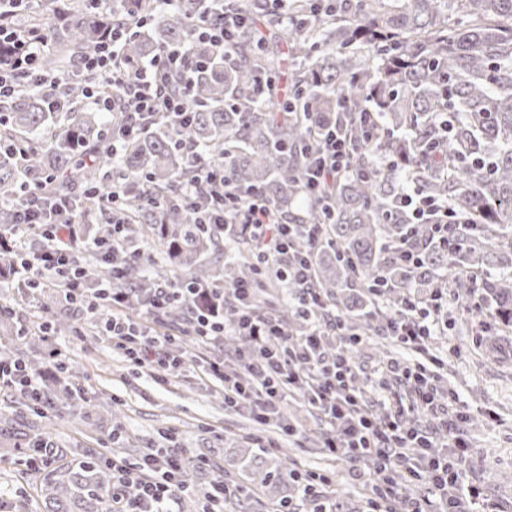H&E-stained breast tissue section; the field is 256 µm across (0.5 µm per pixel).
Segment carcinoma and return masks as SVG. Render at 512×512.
Here are the masks:
<instances>
[{
    "label": "carcinoma",
    "mask_w": 512,
    "mask_h": 512,
    "mask_svg": "<svg viewBox=\"0 0 512 512\" xmlns=\"http://www.w3.org/2000/svg\"><path fill=\"white\" fill-rule=\"evenodd\" d=\"M288 0L295 25L282 28L267 0H224V10L244 11L253 20L252 35L239 42L235 61L189 40L184 14L159 15L154 0H127L121 12H106L96 0L65 4L50 19L34 16L29 26L56 45L42 58L49 74L76 58L93 54L112 24L140 15L149 26L135 29L123 47L131 65L161 48L184 45L202 63L192 72L190 123L179 126L157 116L146 131L122 140L117 163L107 152L106 130L94 112L75 104L81 88L61 85L40 95L22 90L0 113V278L22 283L24 292L39 287L19 277L25 251L13 235H34L14 224L12 203L24 183L79 198L83 210L98 207V194L112 183L121 186L120 212L126 235L159 249L160 262L146 267L141 258L102 257L93 247L78 251V266L88 285H112L120 273L127 309L136 313L152 299L162 278H181L190 288H229L240 281L259 282L252 306L282 323H307L299 308L301 292L277 266L264 280L246 234L233 231V254L211 258L224 242V227L202 224L215 204L205 195L189 202L180 183L193 170L186 149L204 148L224 169V178L243 191H255L290 224H316L317 242L297 231L292 247L310 255L311 287L326 310L349 320L351 331L367 332L355 319L366 308L373 314L402 307L408 291L426 299L447 288L455 300L472 297L471 277L497 268L486 280L480 304L500 324L512 326V0ZM294 63L284 94L275 86L255 102L261 79H272L285 63ZM63 109L47 111L46 97ZM249 108L241 112L234 105ZM374 112L377 124L360 121ZM334 131L353 147L349 176L321 204L309 203L303 182L311 156L324 134ZM411 184L425 197L448 203V240L432 235L428 224L407 223L400 194ZM419 244L411 267L398 262L395 249L408 237ZM288 285L289 299L267 289ZM382 288L380 302L370 287ZM189 306L170 305L161 315L170 327L189 321ZM55 332L71 327L68 318L40 313ZM86 399L83 389L44 388L38 405L54 404L74 427L89 425V414L73 409ZM0 438L12 454L29 463L36 493L35 512H112V468L102 455L73 449L49 464L31 463L45 443L44 426L13 432L12 418L0 416ZM265 500L266 512H288V488L300 484L297 473L258 459L253 449L233 461ZM229 471L217 463L205 473L186 457L182 480L191 490L209 476V486L225 484ZM313 512H349L350 502L336 494L312 500Z\"/></svg>",
    "instance_id": "obj_1"
}]
</instances>
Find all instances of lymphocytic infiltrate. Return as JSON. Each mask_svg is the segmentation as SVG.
Wrapping results in <instances>:
<instances>
[{
  "instance_id": "f902f5d3",
  "label": "lymphocytic infiltrate",
  "mask_w": 512,
  "mask_h": 512,
  "mask_svg": "<svg viewBox=\"0 0 512 512\" xmlns=\"http://www.w3.org/2000/svg\"><path fill=\"white\" fill-rule=\"evenodd\" d=\"M32 0H0V49L6 58L0 64V105L21 88H43L53 84L52 76L39 67L46 45L40 33L25 31L13 24V17L30 6ZM188 17L192 38L211 43L223 56H230L237 38L246 30V19L224 10V0H193ZM145 19L135 24L112 26L94 55L82 58L76 71L67 73L69 82L93 77L85 96L100 111L126 115L125 132H142L144 122L159 112L170 113L176 122L190 119L186 108L189 97L190 61L185 51L161 50L146 64L122 68L117 64L122 45L132 28L145 26ZM197 170L193 180L182 184L185 199L207 192L218 198L214 212L204 216L207 224L245 225L254 241L255 259L267 266L287 262L297 279L308 280L310 264L305 257L291 254L294 227L279 219L268 200L257 194H241L214 168L207 154L193 151ZM352 149L328 133L320 153L305 177V189L312 198L327 194L350 170ZM402 206L413 224L431 225L436 235H448L446 202L421 196L405 189ZM66 199L42 204L37 189L22 190V203L16 211L20 224L39 226L47 240L46 248L30 252L23 260L25 271L52 284L58 300L79 304L104 326L112 344L139 368L161 371L181 366L184 356L173 355L175 338L159 332L161 310L177 301L187 300L190 291L182 281L167 279L154 288L151 309L143 322L134 324L123 312L119 287H85L74 265L76 247L82 233L75 220L60 221L58 212L67 208ZM251 286L225 289L222 310H195L185 333L206 345L223 340L226 333L246 338L252 353L242 360L243 376L225 372L223 363L206 361V374L224 387L227 407L246 413L264 423L280 414V403L291 388L306 391L307 404L322 412L332 432L326 449L337 457L354 462L370 459V481L377 503L384 512L399 500L402 483L429 484L431 493L404 505V512H470L469 505L478 496L477 488L465 485L463 465L469 450L454 434L463 412L454 407L432 382L424 364L412 367L393 363L387 378L404 385L411 396L409 405L392 404L381 411H365L356 392L357 374L347 356L356 341L343 322L324 317L325 303L314 289H305L303 303L312 314L308 333L291 336L287 328L272 317L249 315L238 301L251 293ZM443 301L421 304L406 299L403 307L387 316L384 330L418 354L428 355L432 338L448 326L442 311ZM452 433L450 443L436 446L435 429ZM183 454L171 448L160 455L142 457L136 467L125 461L112 462V512H169L172 503L186 488L179 481ZM136 483L135 497H125L123 488Z\"/></svg>"
}]
</instances>
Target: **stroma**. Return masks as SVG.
I'll return each instance as SVG.
<instances>
[{"label":"stroma","mask_w":512,"mask_h":512,"mask_svg":"<svg viewBox=\"0 0 512 512\" xmlns=\"http://www.w3.org/2000/svg\"><path fill=\"white\" fill-rule=\"evenodd\" d=\"M495 322L493 312L477 309L474 301L449 302L448 330L435 337L429 354L435 359L431 370L438 389L452 392L467 415L460 434L473 450L467 477L483 491L482 512H512V354L489 355L480 340L482 325ZM72 323L73 331L54 336L65 357L64 380L82 385L88 394L98 396L102 406L92 414L96 429L89 435L72 428L65 418H52L48 443L54 450L78 446L101 451L110 445L111 430L120 427L132 436L122 457L134 464L163 430L172 434L173 447L187 455L209 449L219 456L240 451L237 438L248 434L269 462L330 476L331 490L349 498L353 512H373L374 495L366 478L369 463H349L326 452V420L295 397H288L285 417L303 431L291 437L277 423L259 425L226 407L222 388L202 368L146 372L113 351L110 340L90 342L81 312H73ZM380 339L379 331H369L352 353L358 387L371 402L380 397L375 384L384 370L376 348ZM33 494L26 469L1 461L0 498L10 512H28Z\"/></svg>","instance_id":"1"}]
</instances>
